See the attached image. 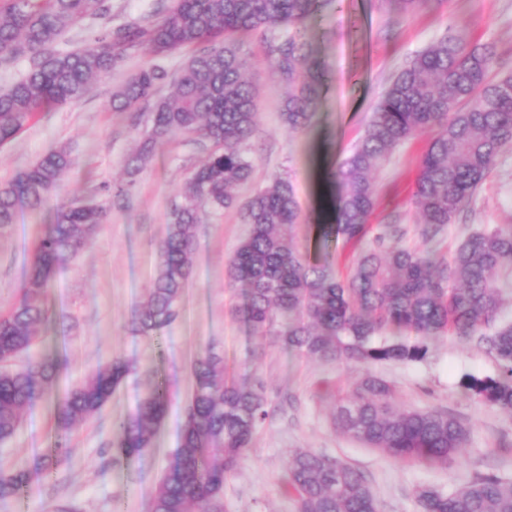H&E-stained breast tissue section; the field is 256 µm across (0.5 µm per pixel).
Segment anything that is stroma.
Wrapping results in <instances>:
<instances>
[{"mask_svg":"<svg viewBox=\"0 0 512 512\" xmlns=\"http://www.w3.org/2000/svg\"><path fill=\"white\" fill-rule=\"evenodd\" d=\"M157 0H112L111 13L90 20L59 43L69 50L120 23L151 15ZM307 40L323 72V87L311 126L290 131L281 117L287 88L270 67L261 33L242 35L247 76L258 94V116L249 142L250 182L236 188L238 207L211 214L202 229L194 271L181 302V316L170 327L145 337L133 334L134 308L146 297L159 271L158 246L168 214L193 169L208 154L198 137L176 133L158 143L141 170L128 175L127 161L140 144L144 120L112 111L114 88L128 75L162 65L180 69L187 51L158 58L138 51L111 75L97 81L85 98L43 112L14 140L0 147V183L56 149L71 164L40 210L16 213L0 226V313L18 301L34 243L54 224L65 204L101 207L106 217L79 256L60 267L44 299L49 321L41 340L17 358L14 368L54 352L60 362L50 400L26 409L14 436L0 443V472L31 467L55 440L54 401L64 398L96 369L114 359L133 369L113 392L101 414L68 439L67 461L49 478H35L18 498L0 502V512H147V496L178 446L185 409L191 399L196 357L212 352L227 373L262 382L272 402L289 399L258 429L224 484L227 512H294L286 464L298 449L339 459L368 479L383 512H418L420 488L449 490L476 474L512 479V413L465 394L463 375L492 376L494 359L459 338L444 334L428 343L419 362L353 363L323 360L286 348L274 335L254 339L239 315L240 286L229 283V262L249 227L240 204L278 177L289 178L299 205L290 235L309 263L325 264L347 277L361 246L336 241L322 248L314 222L324 205L326 177L338 169L363 134L372 112L396 72L415 54L445 36L465 31L471 41L492 45L498 73L512 72V0H436L413 14L396 16L387 0H333L307 23ZM429 133L397 148L375 174L372 231L399 220L403 245L422 247L420 218L411 204L417 164ZM132 184L128 197L118 191ZM512 227V149L502 153L492 175L469 204L466 223L448 225L430 246L447 256L471 225ZM393 387L400 408L439 409L455 416L467 443L447 465L401 460L342 434L336 428L337 402L366 376ZM166 387L169 405L138 464L114 462L110 448L114 421L135 413L140 400Z\"/></svg>","mask_w":512,"mask_h":512,"instance_id":"stroma-1","label":"stroma"}]
</instances>
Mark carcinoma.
<instances>
[{"mask_svg":"<svg viewBox=\"0 0 512 512\" xmlns=\"http://www.w3.org/2000/svg\"><path fill=\"white\" fill-rule=\"evenodd\" d=\"M160 2L143 20L69 51L56 49L59 37L108 15L110 0H0V69L25 66L20 78L0 88L1 147L46 108L84 98L94 80L112 73L131 52L192 51L177 73L152 66L129 75L112 92L114 112L154 101L148 132L129 161L131 172L140 169L156 142L175 132L196 134L210 146L170 210L158 248L159 273L132 312L131 330L141 336L179 317L202 224L209 213L236 207L231 190L252 176L246 147L256 125L257 94L244 75L245 51L235 35L259 31L266 36L271 66L288 86L283 120L288 129L303 131L322 91L321 72L306 53V22L330 4ZM389 2L402 16L441 0ZM497 65L491 47L471 45L461 31L408 60L344 165L330 173L329 221L315 225L319 238L326 244L366 238L375 172L422 131L432 138L419 163L412 205L424 241L441 236L492 173L501 152L512 147V74L490 79ZM166 82L172 92L157 96ZM70 163L67 150H55L0 184V226L13 223L20 206L40 208ZM104 217L100 207L62 206L56 224L32 252L18 304L0 315V442L13 436L24 409L49 399L59 370L51 355L21 370L4 365L39 341L35 327L46 319L42 300L56 270L78 256ZM243 218L250 230L230 261L229 277L246 285L243 313L257 337L277 335L288 346L325 359L409 363L426 358L431 337L451 330L498 365L495 376L467 375L460 387L512 412V322L500 316L498 284L499 275L512 271V228L478 224L445 261L400 245V225L385 224L351 276L340 280L329 267L305 262L288 238L298 218L290 180L279 177L257 190ZM407 332L419 340L405 341ZM128 372V363L116 359L55 402V450L40 456L31 470L1 472V501L24 493L32 474L50 477L60 468L63 439L100 413ZM193 391L174 461L150 490L148 512H226L224 483L269 416L263 385L228 380L223 361L209 353L195 361ZM393 395L386 380L364 378L336 406V426L393 457L448 464L465 444L462 424L441 410L396 411ZM168 403V392L159 388L116 423L115 462L131 465L144 457ZM286 480L296 494V512H381L365 476L325 454L295 451ZM417 503L419 512H512V480L479 474L451 492L422 488Z\"/></svg>","mask_w":512,"mask_h":512,"instance_id":"1","label":"carcinoma"}]
</instances>
